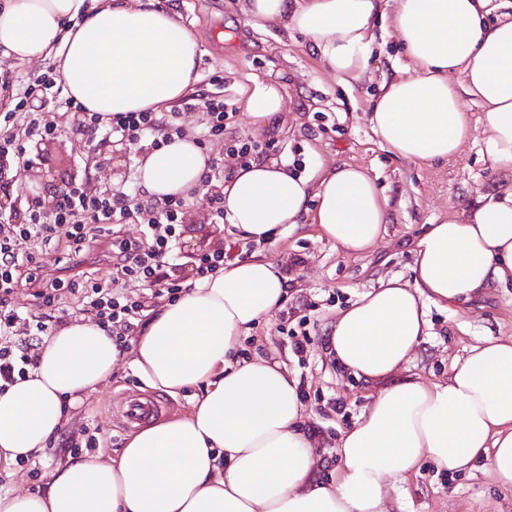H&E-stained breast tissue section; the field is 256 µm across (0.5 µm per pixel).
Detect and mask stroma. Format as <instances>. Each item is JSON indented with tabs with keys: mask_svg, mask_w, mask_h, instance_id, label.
Segmentation results:
<instances>
[{
	"mask_svg": "<svg viewBox=\"0 0 512 512\" xmlns=\"http://www.w3.org/2000/svg\"><path fill=\"white\" fill-rule=\"evenodd\" d=\"M185 24L195 34L202 55L193 106L182 110L184 128L201 132L209 103L224 100L229 114L224 134L206 140L204 149L223 160L225 176H232L235 160L227 150L249 143L261 157L284 163L307 174L316 163L333 167L343 163L367 169L389 198V220L383 237L370 249L348 253L320 238L315 225L285 231L275 244L257 246L215 223L204 195L190 199L182 216L179 255L190 257L227 247L244 258L264 250L288 276L285 302L272 311L242 341L244 357L283 360L304 395L308 425L317 436L316 453L322 473L339 465L337 443L342 430L356 422L382 382L367 383L342 372L327 350L338 311L375 286L379 279H413L414 247L427 225L461 214L479 197L512 188V168L492 167L481 135H474L460 153L447 162L416 163L401 159L381 145L368 123L367 113L382 80L392 77L406 58L395 39L379 33L372 75L351 88L340 86L320 64L301 35L288 36L276 28L255 31L240 10V0H172ZM47 59L0 65V113H11L10 133L23 137L29 118L15 110V96L24 85L54 73ZM220 80L209 83L210 75ZM278 83L285 110L278 127L257 133L244 112L239 91L252 79ZM58 94L50 108L56 125L40 148L29 149L30 164L13 178L11 196L27 204L63 181H73L87 194L114 189L125 192L136 185V162L145 142L130 143L110 137L87 141L82 118L66 108ZM428 336L420 342L402 376L432 383L447 379L454 360L487 337L512 338V287L492 286L463 310L429 306ZM304 327L309 341L303 355H295L281 324ZM149 388L129 364L88 395L73 410L64 434L84 442L86 432L100 428L99 455L115 456L128 433L109 423V411L129 392ZM57 441L10 469L0 468V493L22 489L41 493L49 473L66 456ZM407 496L388 490L389 512H512V489L500 486L484 468L447 474L422 466L406 481Z\"/></svg>",
	"mask_w": 512,
	"mask_h": 512,
	"instance_id": "35a3bbf8",
	"label": "stroma"
}]
</instances>
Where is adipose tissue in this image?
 Returning <instances> with one entry per match:
<instances>
[{
	"mask_svg": "<svg viewBox=\"0 0 512 512\" xmlns=\"http://www.w3.org/2000/svg\"><path fill=\"white\" fill-rule=\"evenodd\" d=\"M493 0H241L248 23L299 33L338 83L370 72L374 23L407 62L383 80L373 133L414 162L456 156L474 131L496 167H512V15ZM199 46L169 0H5L0 61L55 58L67 97L110 120L160 112L192 91ZM482 112L470 122L462 96ZM254 124L285 107L279 84L242 92ZM211 158L193 133L138 159L147 196L190 197ZM229 224L252 241L317 225L349 253L374 246L388 199L364 168L316 165L306 175L273 160L237 167L225 181ZM315 208H308V200ZM512 285V189L481 197L466 217L429 225L414 248L412 283L390 277L341 310L329 353L358 379L387 378L415 354L429 306L460 308L490 285ZM288 278L261 252L196 280L153 311L124 359L92 319L57 328L26 380L0 391V465L28 459L67 424L68 410L122 362L151 389L203 393L183 417L147 424L112 459L66 458L42 494H0V512H387L388 487L430 464L450 474L482 464L512 487V339H487L455 360L447 380L406 377L385 386L338 441L340 464L317 474L298 381L278 360L240 359L243 336L278 308Z\"/></svg>",
	"mask_w": 512,
	"mask_h": 512,
	"instance_id": "ef3b65f1",
	"label": "adipose tissue"
}]
</instances>
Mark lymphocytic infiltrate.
I'll return each instance as SVG.
<instances>
[{
  "label": "lymphocytic infiltrate",
  "instance_id": "lymphocytic-infiltrate-1",
  "mask_svg": "<svg viewBox=\"0 0 512 512\" xmlns=\"http://www.w3.org/2000/svg\"><path fill=\"white\" fill-rule=\"evenodd\" d=\"M57 78L44 76L29 84L18 101L29 109L26 134L43 138L54 126L46 122L42 111L53 97ZM91 130L138 142L152 139L159 148L184 130L176 114L163 112H124L116 114L108 127H101L97 114L87 116ZM139 189L128 193L88 196L73 188L58 204L52 216H45L38 203H31L23 219L14 224H0V385L9 386L26 379L36 367L35 350L47 325L43 319L29 317L13 302L15 288L25 287L42 306L60 303L72 281L62 278L46 282L37 261L39 247L66 240L70 261L68 268L75 279L84 278L82 257L93 248L101 249L107 267L104 277L83 289L79 302L84 312L111 334L119 349H128L142 321V313L153 298L167 296L176 301L184 289L181 278L170 275L166 260L180 235L185 198L169 196L143 200ZM134 222L142 227L140 238L127 237L123 224ZM143 283L146 295L135 299L126 295V281Z\"/></svg>",
  "mask_w": 512,
  "mask_h": 512
}]
</instances>
